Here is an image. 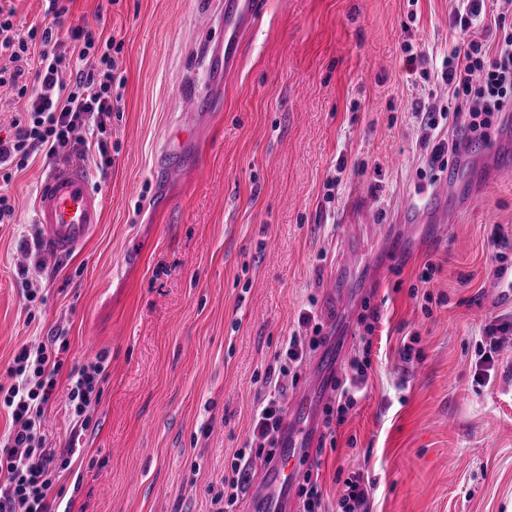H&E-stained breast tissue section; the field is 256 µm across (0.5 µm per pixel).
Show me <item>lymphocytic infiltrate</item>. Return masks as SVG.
<instances>
[{
	"label": "lymphocytic infiltrate",
	"mask_w": 512,
	"mask_h": 512,
	"mask_svg": "<svg viewBox=\"0 0 512 512\" xmlns=\"http://www.w3.org/2000/svg\"><path fill=\"white\" fill-rule=\"evenodd\" d=\"M46 15L54 20L67 13L62 0H44ZM487 0H456L452 26L456 42L433 78L448 88L453 110L436 107L422 100L412 103V113L422 131L420 147L427 155L429 168H444L449 158L459 156L465 142H490L492 116L512 112V36L497 40L484 36L481 26L492 20L501 27V16H488ZM52 24L20 32L11 14L0 11V87L15 90L25 98L26 108L12 122L6 136H0V179L10 180L13 170L23 168L30 156L44 152L46 158L65 157L77 130H91L85 158L101 166L112 163L107 124L112 114V86L122 44L107 37L97 44L89 27L70 30L68 41H61ZM40 43L39 66L33 82H26L25 65L33 43ZM83 62L74 81L63 83L60 73L71 60ZM454 117L457 136L438 138L441 120ZM56 337H48L37 347H22L10 373V386L0 385V402L10 408L13 426L0 446V512H51L49 493L58 469L55 452L45 445L40 417L56 388L60 364L53 349ZM105 355L73 371L68 393V408L82 415L99 394L98 385L105 373ZM369 359L353 358L351 374L338 381L335 406L325 409L324 426L343 425L349 410L364 396L363 382ZM278 383H268L253 419L252 437L270 451L263 458L272 463V450L278 445L282 429Z\"/></svg>",
	"instance_id": "f902f5d3"
}]
</instances>
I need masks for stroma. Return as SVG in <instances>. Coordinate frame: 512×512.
Here are the masks:
<instances>
[{
  "instance_id": "35a3bbf8",
  "label": "stroma",
  "mask_w": 512,
  "mask_h": 512,
  "mask_svg": "<svg viewBox=\"0 0 512 512\" xmlns=\"http://www.w3.org/2000/svg\"><path fill=\"white\" fill-rule=\"evenodd\" d=\"M262 2L221 109L193 115L173 99L209 93L220 14L204 18L195 0L68 4L70 20L105 17L124 42L112 164L90 170L103 220L81 250L53 253L36 214L52 161L36 155L0 181L19 203L0 224V385L22 346L64 338L41 418L47 447L71 454L52 510L216 512L225 470L259 454L268 370L294 331L312 333L301 312L327 342L280 376L287 403L332 389L362 354L359 315L376 309L367 397L325 445L315 410L309 446L323 453L299 465L318 472L327 512L340 469L373 484L371 512H512V335L490 381L474 378L484 326L512 315L500 286L512 244L488 242L497 224L512 237V172L489 149L429 169L410 109L448 100L410 70L404 46L440 65L453 0ZM178 127L199 131L194 162H175ZM103 351L98 399L77 422L70 374Z\"/></svg>"
}]
</instances>
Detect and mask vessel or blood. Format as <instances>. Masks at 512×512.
Wrapping results in <instances>:
<instances>
[{
    "mask_svg": "<svg viewBox=\"0 0 512 512\" xmlns=\"http://www.w3.org/2000/svg\"><path fill=\"white\" fill-rule=\"evenodd\" d=\"M260 9V0H224L225 39L214 49L215 56L223 59L224 69L212 76L211 101H222L225 76L238 66V43L253 30ZM36 208L46 242L59 254L81 248L102 220L101 200L91 187L87 168L78 161L55 169L42 187ZM317 401L318 395L314 392L297 394L293 400L294 424L280 434V459L263 474L262 512H288V492L295 478L294 462L308 436L303 424L311 419Z\"/></svg>",
    "mask_w": 512,
    "mask_h": 512,
    "instance_id": "obj_1",
    "label": "vessel or blood"
}]
</instances>
